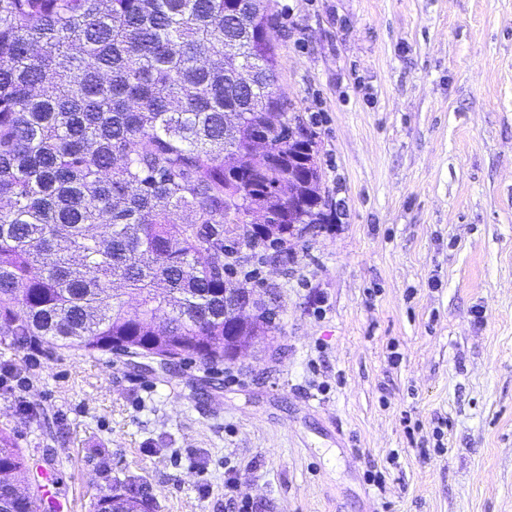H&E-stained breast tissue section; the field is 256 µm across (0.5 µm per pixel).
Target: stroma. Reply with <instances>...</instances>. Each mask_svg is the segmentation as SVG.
Here are the masks:
<instances>
[{
    "label": "stroma",
    "instance_id": "stroma-1",
    "mask_svg": "<svg viewBox=\"0 0 512 512\" xmlns=\"http://www.w3.org/2000/svg\"><path fill=\"white\" fill-rule=\"evenodd\" d=\"M270 12L328 216L240 250L272 332L162 368L0 331V428L62 512H512V0ZM94 512H151V499L139 488L109 485L93 505Z\"/></svg>",
    "mask_w": 512,
    "mask_h": 512
}]
</instances>
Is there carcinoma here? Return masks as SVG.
I'll return each instance as SVG.
<instances>
[{"label": "carcinoma", "instance_id": "1", "mask_svg": "<svg viewBox=\"0 0 512 512\" xmlns=\"http://www.w3.org/2000/svg\"><path fill=\"white\" fill-rule=\"evenodd\" d=\"M264 0H0V320L64 349L224 358L234 251L326 220L311 132L284 134ZM249 68L250 83L240 79ZM240 121L226 125L225 113ZM269 148L254 154L253 138ZM252 210L271 219L242 234ZM0 430V512H34ZM94 512H151L108 486Z\"/></svg>", "mask_w": 512, "mask_h": 512}]
</instances>
